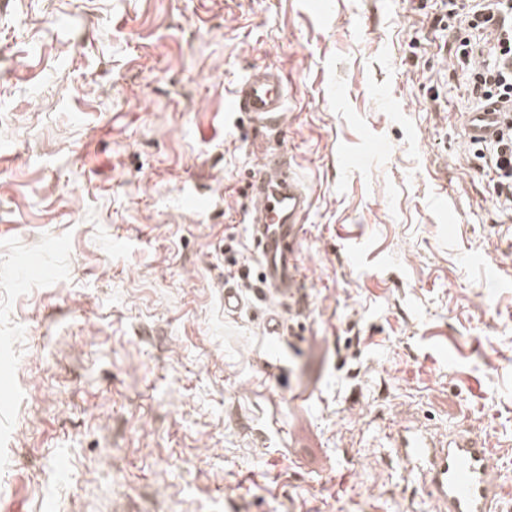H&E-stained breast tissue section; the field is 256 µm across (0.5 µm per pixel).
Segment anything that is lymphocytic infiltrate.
<instances>
[{
	"instance_id": "lymphocytic-infiltrate-1",
	"label": "lymphocytic infiltrate",
	"mask_w": 512,
	"mask_h": 512,
	"mask_svg": "<svg viewBox=\"0 0 512 512\" xmlns=\"http://www.w3.org/2000/svg\"><path fill=\"white\" fill-rule=\"evenodd\" d=\"M436 23L454 38L451 66L468 75L472 98L505 114L492 143L493 191L512 206V0H445Z\"/></svg>"
}]
</instances>
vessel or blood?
I'll use <instances>...</instances> for the list:
<instances>
[{"instance_id": "b4317fda", "label": "vessel or blood", "mask_w": 512, "mask_h": 512, "mask_svg": "<svg viewBox=\"0 0 512 512\" xmlns=\"http://www.w3.org/2000/svg\"><path fill=\"white\" fill-rule=\"evenodd\" d=\"M286 91L284 76L265 69L238 84L228 107L275 126L285 108ZM501 121L502 114L493 104L461 118L472 142L495 139ZM285 165L283 154L266 155L264 173L252 185L248 222L260 260L262 286L272 296L292 300L300 309L306 305L301 291L300 234L312 197ZM392 448L405 470L423 482L437 512H501L503 499L512 493L478 429L465 428L441 443L420 428L400 426L393 433Z\"/></svg>"}]
</instances>
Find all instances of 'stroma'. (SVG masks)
<instances>
[{
  "label": "stroma",
  "mask_w": 512,
  "mask_h": 512,
  "mask_svg": "<svg viewBox=\"0 0 512 512\" xmlns=\"http://www.w3.org/2000/svg\"><path fill=\"white\" fill-rule=\"evenodd\" d=\"M439 7L0 0V512H436L412 418L488 428L512 481V208ZM266 67L277 127L227 108ZM277 150L301 311L245 222Z\"/></svg>",
  "instance_id": "1"
}]
</instances>
